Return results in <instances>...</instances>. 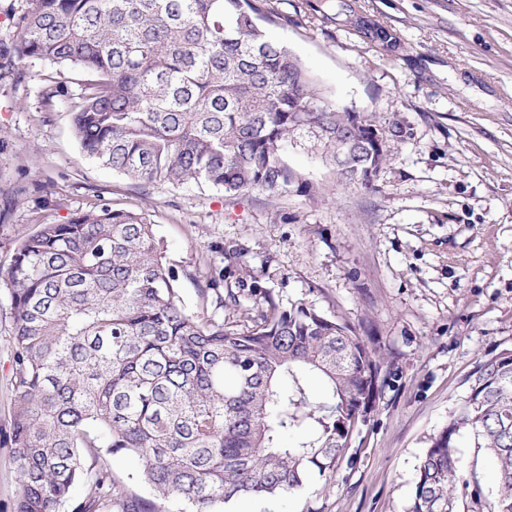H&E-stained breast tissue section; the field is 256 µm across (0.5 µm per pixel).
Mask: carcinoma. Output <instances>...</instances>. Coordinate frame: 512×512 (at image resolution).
I'll use <instances>...</instances> for the list:
<instances>
[{"label":"carcinoma","mask_w":512,"mask_h":512,"mask_svg":"<svg viewBox=\"0 0 512 512\" xmlns=\"http://www.w3.org/2000/svg\"><path fill=\"white\" fill-rule=\"evenodd\" d=\"M15 36L22 60L84 77L70 112L81 150L140 183L207 184L278 194L298 181L285 154L310 146L336 161V135L359 148L372 185L411 128L338 107L268 27L288 16L264 0H28ZM249 250L184 303L154 224L103 203L42 224L0 279L14 342L12 450L17 512H218L234 499L298 491L332 475L387 380L376 349L347 324L298 302L286 309L250 270ZM237 275L261 310L240 328L209 312L239 303ZM325 381L314 393L310 376ZM473 437L498 483L493 512H512V350L486 361L459 412L430 440L408 512H481L458 467ZM137 461L150 493L112 476ZM110 465L113 476L125 482L132 492L145 497L149 496L146 489L142 488L130 478V474H134L137 470L135 460L123 456H115L110 458Z\"/></svg>","instance_id":"cac0c4a2"}]
</instances>
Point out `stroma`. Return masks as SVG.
Listing matches in <instances>:
<instances>
[{
	"label": "stroma",
	"instance_id": "35a3bbf8",
	"mask_svg": "<svg viewBox=\"0 0 512 512\" xmlns=\"http://www.w3.org/2000/svg\"><path fill=\"white\" fill-rule=\"evenodd\" d=\"M266 0L288 17L286 42L342 107L400 115L412 134L373 189L338 181L320 152L286 159L313 194H227L207 185L146 186L102 167L71 129L77 72L46 100L45 64L14 54L27 0H0V275L42 223L106 203L154 224L189 308L198 288L248 247L283 307L314 306L373 342L387 385L353 432L332 479L237 499L224 512H407L421 457L468 395L478 368L512 350V0ZM373 22L400 42L388 50ZM12 318L0 294V436L13 405ZM460 471L496 502L494 470L462 437Z\"/></svg>",
	"mask_w": 512,
	"mask_h": 512
}]
</instances>
